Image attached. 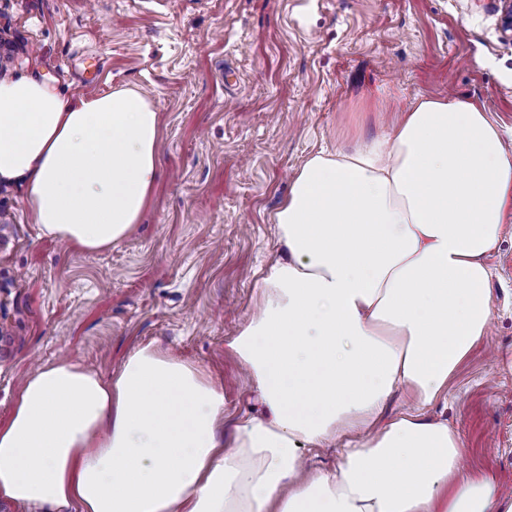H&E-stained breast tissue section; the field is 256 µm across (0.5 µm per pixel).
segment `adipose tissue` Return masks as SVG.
<instances>
[{
	"instance_id": "adipose-tissue-1",
	"label": "adipose tissue",
	"mask_w": 512,
	"mask_h": 512,
	"mask_svg": "<svg viewBox=\"0 0 512 512\" xmlns=\"http://www.w3.org/2000/svg\"><path fill=\"white\" fill-rule=\"evenodd\" d=\"M159 116L118 90L76 102L0 81V180L41 235L98 251L133 231L160 176ZM512 152L468 99L416 100L353 148L321 151L273 216L279 251L227 344L262 409L232 439L224 389L147 344L103 379L41 367L0 421V501L29 512H512L464 442L425 416L491 322ZM418 406L383 413L394 390ZM339 448L335 472L310 448Z\"/></svg>"
}]
</instances>
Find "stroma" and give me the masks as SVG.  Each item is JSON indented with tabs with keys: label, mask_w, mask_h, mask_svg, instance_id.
Instances as JSON below:
<instances>
[{
	"label": "stroma",
	"mask_w": 512,
	"mask_h": 512,
	"mask_svg": "<svg viewBox=\"0 0 512 512\" xmlns=\"http://www.w3.org/2000/svg\"><path fill=\"white\" fill-rule=\"evenodd\" d=\"M492 0H0V80L64 98L131 90L159 114L162 176L139 224L86 252L41 236L0 181V419L28 375L68 359L103 377L152 343L224 387V433L256 396L226 349L278 251L272 216L303 163L347 149L422 96L484 108L512 152V44ZM233 67L235 87L221 74ZM488 263L493 325L428 407L464 471L512 494V216Z\"/></svg>",
	"instance_id": "obj_1"
}]
</instances>
